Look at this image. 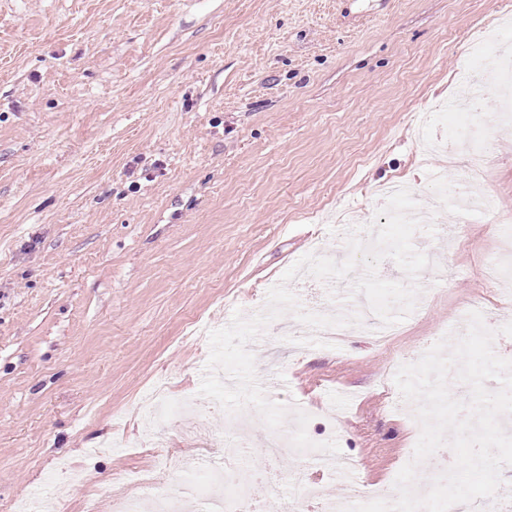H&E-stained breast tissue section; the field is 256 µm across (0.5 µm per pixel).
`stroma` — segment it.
I'll use <instances>...</instances> for the list:
<instances>
[{
  "instance_id": "obj_1",
  "label": "stroma",
  "mask_w": 512,
  "mask_h": 512,
  "mask_svg": "<svg viewBox=\"0 0 512 512\" xmlns=\"http://www.w3.org/2000/svg\"><path fill=\"white\" fill-rule=\"evenodd\" d=\"M502 0H0V512L64 487L83 512L106 484L180 448L184 414L157 440L139 411L159 383L198 394L208 341L308 253L341 251L328 215L375 214L380 188L430 197L455 178L441 146L467 130L471 43L493 27L512 48ZM486 182L512 211V138ZM444 281L418 277L422 317L397 355L425 341L482 291L507 314V285L480 280L501 227L446 215ZM270 324L256 374L302 431L336 430V454L361 481L394 483L417 435L409 412L375 388L387 357L346 329L340 347ZM264 486L282 512L287 480L310 472L322 502L348 491L314 456L280 460Z\"/></svg>"
}]
</instances>
